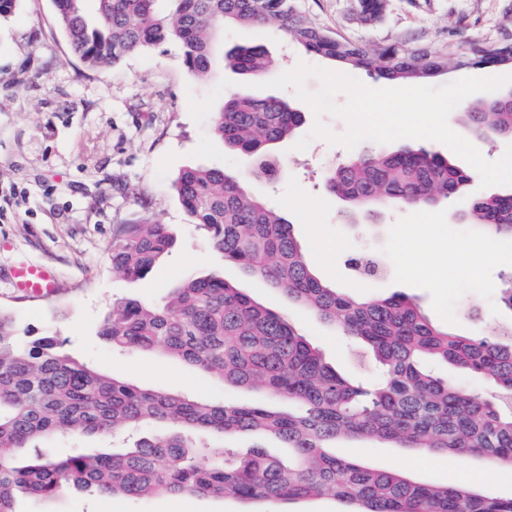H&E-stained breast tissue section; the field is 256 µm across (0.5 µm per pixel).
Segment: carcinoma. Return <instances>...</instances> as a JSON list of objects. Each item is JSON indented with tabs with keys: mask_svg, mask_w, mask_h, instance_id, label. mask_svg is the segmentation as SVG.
<instances>
[{
	"mask_svg": "<svg viewBox=\"0 0 512 512\" xmlns=\"http://www.w3.org/2000/svg\"><path fill=\"white\" fill-rule=\"evenodd\" d=\"M53 0L73 51L91 68L117 67L152 45L178 42L183 62L205 76L226 25L271 26L307 53L362 69L386 81L420 83L448 69H512V40L460 46L446 42L367 46L300 11L295 0ZM225 64L250 80L274 61L261 45L237 46ZM460 117L477 138H512V98L503 93L466 103ZM303 123L278 97L235 92L215 115L213 133L245 156L248 175L187 167L174 187L191 223L203 227L224 263L264 279L288 300L314 311L359 340L380 370L373 381L345 377L288 318L253 300L227 279L189 272L161 304L137 297L117 302L98 328L104 344L159 354L261 398L250 403L193 399L143 389L63 351L48 332H20L0 309V512H16L19 493L40 499L89 492L148 497L196 494L241 501L329 496L349 512H512V498L482 495L466 485L440 486L403 469H375L332 452L359 438L455 457L480 456L512 472V275L500 288L511 316L482 334L461 336L433 323L413 298L352 295L321 278L305 258L292 222L250 193V179L274 180V149ZM476 174L435 151L372 149L327 174L351 224L374 221L394 204L428 208L460 196ZM462 222L512 238V194L470 199ZM175 244L166 225L127 224L109 245L112 267L130 282L149 277ZM367 280L383 274L375 258L356 262ZM438 363L478 374L494 386L484 397L448 377ZM137 437L119 452L75 449L64 458L38 453L63 434ZM242 434L265 435L291 450L288 459L256 445L209 459Z\"/></svg>",
	"mask_w": 512,
	"mask_h": 512,
	"instance_id": "carcinoma-1",
	"label": "carcinoma"
}]
</instances>
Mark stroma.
<instances>
[{"label":"stroma","instance_id":"obj_1","mask_svg":"<svg viewBox=\"0 0 512 512\" xmlns=\"http://www.w3.org/2000/svg\"><path fill=\"white\" fill-rule=\"evenodd\" d=\"M331 30L370 46L403 42L423 45L451 38L461 44L498 36L512 25V0H388L382 16L363 20L357 0H297ZM259 44L284 69L298 62L322 65L270 27L225 26L209 75L183 63L180 44L144 48L118 67L87 66L72 50L52 0H19L15 13L0 18V309L13 312L21 327L50 330L64 349L103 372L144 388L194 399L254 400L253 392L223 390L189 367L151 354L104 347L97 336L101 319L127 296L158 303L187 272L203 270L236 282L263 306L289 321L327 360L356 378L376 374L371 361H358V342L334 326L288 302L263 280L226 265L205 231L191 224L174 190L188 166L221 167L239 175L245 159L225 150L211 131L224 98L242 89L239 75L224 67L225 49ZM305 122L298 137L278 146V180L254 181L250 190L283 213L295 228L314 269L337 287L358 294L401 292L416 298L430 319L460 335H473L498 318L499 290L512 274V241L502 254L473 257L461 264L462 245L488 241L487 233L460 223L459 205L429 208L395 205L381 223L350 225L339 217L344 204L324 186L323 171L349 150L310 138L315 121L333 133L345 122L329 114L315 117L298 102ZM166 224L174 248L146 280L133 283L113 270L109 245L117 225L147 221ZM372 254L388 265L383 276L362 282L350 260ZM46 264L57 276L48 298L21 295L5 276L15 264ZM457 270L450 288L440 285L443 269ZM341 454L375 468H402L418 481L454 486L472 484L482 494L512 495V474L484 459L420 454L406 448H374L341 443ZM17 512H344L337 499L321 497L281 503H244L202 495H159L143 501L121 496L70 493L51 500L21 496Z\"/></svg>","mask_w":512,"mask_h":512}]
</instances>
